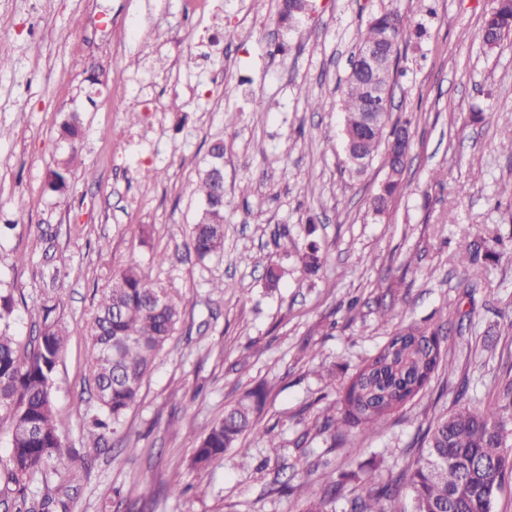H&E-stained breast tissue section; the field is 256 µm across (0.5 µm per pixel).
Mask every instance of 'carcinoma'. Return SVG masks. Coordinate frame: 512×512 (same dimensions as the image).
<instances>
[{"mask_svg": "<svg viewBox=\"0 0 512 512\" xmlns=\"http://www.w3.org/2000/svg\"><path fill=\"white\" fill-rule=\"evenodd\" d=\"M409 29L407 18L384 11L369 19L361 41H376L388 32V48L397 58ZM509 36L512 0H496L485 17L482 42L494 48ZM364 99L363 83L349 75L342 99L343 129L355 130L361 125ZM389 120L385 114L369 129L361 144L365 154H374L388 142L393 134ZM80 136L79 118L72 116L61 127V138L69 141L70 152L50 172V186L55 191L68 185ZM197 191L205 198L206 208L194 225L191 246L196 257L205 260L224 251V208L210 205L219 197L222 185L208 169L199 176ZM300 263L305 274H318L325 255L317 241L304 245ZM459 266L470 276L482 274L475 251L462 254ZM12 310V297L0 293V420L11 421L9 463L0 468V500L13 503L17 512H22L29 481L62 455L54 425L52 376L68 332L61 325L46 323L41 336L22 353L12 331ZM182 315L175 294L135 267L119 273L102 292L88 327L87 363L103 418L86 430L87 447H100L105 431L121 424ZM441 360L439 332L394 328L379 353L368 359L350 382L345 412L326 416L322 429L334 433L353 426L366 436L376 433L388 416L408 403L412 392L425 389L427 372L435 371ZM266 398L265 389L257 386L225 410L224 417L213 423L194 448L192 464L209 466L236 447L252 428ZM511 407L496 399L476 408L461 405L428 428L418 458L401 475L412 512H492L497 491L506 478H512V453L508 452L512 448ZM395 494L389 483L373 486L350 501V512H387L386 502ZM339 496V487L327 482L304 512H330L329 505Z\"/></svg>", "mask_w": 512, "mask_h": 512, "instance_id": "obj_1", "label": "carcinoma"}]
</instances>
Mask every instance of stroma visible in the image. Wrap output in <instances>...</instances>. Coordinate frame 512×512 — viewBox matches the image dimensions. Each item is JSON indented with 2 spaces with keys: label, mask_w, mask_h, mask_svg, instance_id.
<instances>
[{
  "label": "stroma",
  "mask_w": 512,
  "mask_h": 512,
  "mask_svg": "<svg viewBox=\"0 0 512 512\" xmlns=\"http://www.w3.org/2000/svg\"><path fill=\"white\" fill-rule=\"evenodd\" d=\"M290 27L278 0H0V289L15 299L20 345L44 317L68 342L53 374L60 458L27 504L64 486L67 512H303L329 461L344 489L333 512L416 459L423 434L457 406L512 382V37H478L494 0H309ZM406 16L392 121L409 124L400 191L372 201L386 171L345 162L342 86L371 15ZM320 102L310 109L299 94ZM180 109H170L171 99ZM483 118L473 121V110ZM83 123L65 192L48 185ZM224 142V252L196 258V191L211 142ZM155 170L153 180L141 177ZM327 256L304 275L296 248ZM495 252L465 281L457 257ZM281 268L278 287L264 279ZM136 265L189 304L106 447L83 434L101 409L86 380L87 328L101 291ZM229 284L217 292L216 282ZM389 324H381V315ZM440 328L446 362L370 437L321 432L344 386L400 323ZM268 393L255 429L207 468L197 439L246 391ZM278 451H271L269 441ZM286 484L283 493L273 483Z\"/></svg>",
  "instance_id": "1"
}]
</instances>
